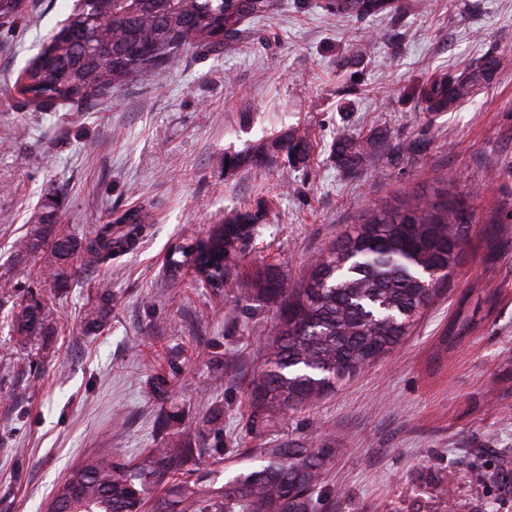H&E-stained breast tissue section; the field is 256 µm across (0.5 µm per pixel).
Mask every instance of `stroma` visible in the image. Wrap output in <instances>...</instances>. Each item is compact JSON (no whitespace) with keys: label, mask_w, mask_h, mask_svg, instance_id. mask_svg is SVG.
Returning <instances> with one entry per match:
<instances>
[{"label":"stroma","mask_w":512,"mask_h":512,"mask_svg":"<svg viewBox=\"0 0 512 512\" xmlns=\"http://www.w3.org/2000/svg\"><path fill=\"white\" fill-rule=\"evenodd\" d=\"M74 2L24 0L0 22V512H45L84 456L133 463L175 431L223 447V463L187 465L219 485L259 444L332 449L314 512H512V0H394L365 18L271 0L164 77L143 71L92 106L32 111L16 80ZM491 51L502 64L474 97L427 116L420 87ZM378 131L427 147L410 161L375 153L355 174L337 166L340 135ZM287 133L307 137L308 159L251 165ZM445 189L471 219L453 272L405 336L254 435L250 385L276 320L256 297L257 270L274 265L301 287L377 205ZM51 194L63 200L58 223L79 234L138 205L151 220L137 249L60 291L18 251ZM245 210L259 219L233 289L170 270L176 245ZM103 282L112 320L89 335L83 310ZM30 288L55 333L22 344L10 315ZM158 376L167 393L152 392Z\"/></svg>","instance_id":"1"}]
</instances>
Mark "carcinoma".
<instances>
[{"instance_id":"cac0c4a2","label":"carcinoma","mask_w":512,"mask_h":512,"mask_svg":"<svg viewBox=\"0 0 512 512\" xmlns=\"http://www.w3.org/2000/svg\"><path fill=\"white\" fill-rule=\"evenodd\" d=\"M265 7L266 0H84L29 61L22 94L47 111L90 106L142 70H166L197 43L223 44L242 19ZM337 9L361 17L389 6L383 0H343ZM76 26L85 33L81 42L70 37ZM500 65L501 58L488 53L468 74L430 80L419 99L426 112H444L469 100ZM388 145L381 133L367 139L340 136L336 164L355 172ZM423 148L419 139L394 146L398 155L410 158ZM279 153L305 159L310 143L302 136L280 138L272 149L254 155L252 165L265 168ZM58 208V199L51 198L22 247L43 258L42 268L61 289L81 270L133 249L147 223L140 205L80 236L57 224ZM469 219L465 203L446 190L441 198L414 197L398 207L374 209L313 266L303 288L288 291L273 267H263L257 273L259 293L279 316L276 339L252 384L250 428L302 410L337 379L389 352L429 304L433 285L453 270ZM257 220L249 211L238 213L182 251L205 268L206 276L196 279L220 282L215 287L220 292L230 286ZM50 314L40 292L20 296L11 321L14 335L24 343L52 335ZM111 319L112 290L102 285L82 322L85 331L97 332ZM200 441L182 436L151 449L133 466L108 452L87 456L57 486L48 512H141L152 489L163 483L170 485V498L158 501L157 512H311L312 492L334 452L311 443L251 448L255 465L217 486L180 477L184 465L203 454Z\"/></svg>"}]
</instances>
